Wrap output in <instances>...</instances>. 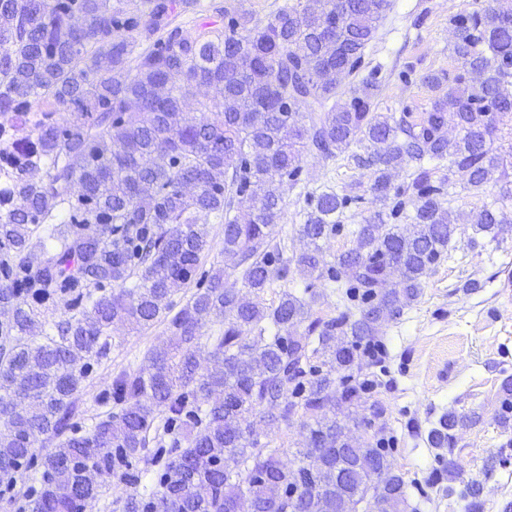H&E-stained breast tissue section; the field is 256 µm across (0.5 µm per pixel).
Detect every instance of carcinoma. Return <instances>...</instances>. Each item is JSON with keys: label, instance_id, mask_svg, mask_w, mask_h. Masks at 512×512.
<instances>
[{"label": "carcinoma", "instance_id": "1", "mask_svg": "<svg viewBox=\"0 0 512 512\" xmlns=\"http://www.w3.org/2000/svg\"><path fill=\"white\" fill-rule=\"evenodd\" d=\"M389 8L297 0L265 24L226 11L223 31L191 34L176 0H151L146 14L123 0H0V44L11 45L0 54L1 503L82 512L110 487L109 512H405L385 437L360 442L336 407L367 403L371 381L352 383L360 353L448 253L452 189L499 185L472 211L470 243L512 233V142L495 145L505 126L512 138V0L452 18L458 71L423 77L448 81V93L416 116L378 111L371 81L336 101ZM75 10L79 30L69 27ZM197 84L209 96L186 112ZM41 102L51 109L32 112ZM30 114L34 132L8 136ZM354 145L372 184L353 244L326 260L322 243L345 231L340 216L363 197L313 192L297 227L306 248L286 258L283 185L301 181L305 154ZM409 162L410 180L394 184ZM188 181L197 192H183ZM213 218L226 227L224 261L207 271ZM292 262L308 299L284 290L265 304ZM230 270L246 291L224 287ZM329 282L358 305L314 308ZM50 310L59 320L47 322ZM214 321L223 329L204 335ZM116 325H162L169 341L113 373L101 396L112 410L87 428L85 381ZM299 413L311 423L299 464L287 466L260 427ZM469 421L441 415L429 444L448 447ZM47 440L53 451L35 448ZM460 496L476 512L479 484Z\"/></svg>", "mask_w": 512, "mask_h": 512}]
</instances>
